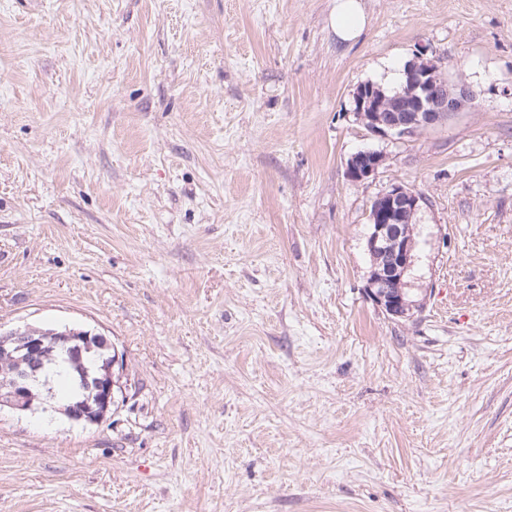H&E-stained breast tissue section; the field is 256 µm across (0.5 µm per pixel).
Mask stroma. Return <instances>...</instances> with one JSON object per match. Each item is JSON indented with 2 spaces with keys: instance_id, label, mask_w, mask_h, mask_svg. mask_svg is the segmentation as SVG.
Wrapping results in <instances>:
<instances>
[{
  "instance_id": "1",
  "label": "stroma",
  "mask_w": 512,
  "mask_h": 512,
  "mask_svg": "<svg viewBox=\"0 0 512 512\" xmlns=\"http://www.w3.org/2000/svg\"><path fill=\"white\" fill-rule=\"evenodd\" d=\"M361 4L344 43L335 0H0V327L123 363L101 423L0 411V512H512V0ZM421 52L472 100L370 135ZM394 183L407 319L365 292ZM365 21L360 0H336V6L330 15V26L340 41L355 40L361 33ZM384 163L385 155L381 151H359L348 161L346 176L352 182H362L376 176Z\"/></svg>"
}]
</instances>
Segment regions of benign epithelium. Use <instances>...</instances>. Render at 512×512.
Wrapping results in <instances>:
<instances>
[{
  "label": "benign epithelium",
  "mask_w": 512,
  "mask_h": 512,
  "mask_svg": "<svg viewBox=\"0 0 512 512\" xmlns=\"http://www.w3.org/2000/svg\"><path fill=\"white\" fill-rule=\"evenodd\" d=\"M404 82L392 94L366 83L354 94V116L366 131L385 139L404 140L434 126L458 111L463 102L473 99L462 87L454 93L448 87L440 67L418 53L403 70ZM385 163L380 151L364 150L347 163L346 176L362 182L378 174ZM422 195L401 185H393L372 202L368 214L371 225L366 248L371 269L365 292L374 304L394 318L410 315L413 301L405 288V277L415 259L416 240L413 223ZM108 346L100 335L80 329L43 330L26 325L0 330V404L17 411L31 407L32 386L38 382L47 361L65 357L80 358L99 347ZM117 360L110 359L106 376L88 385L85 398L65 408L76 421L99 422L114 403L118 375Z\"/></svg>",
  "instance_id": "1"
}]
</instances>
